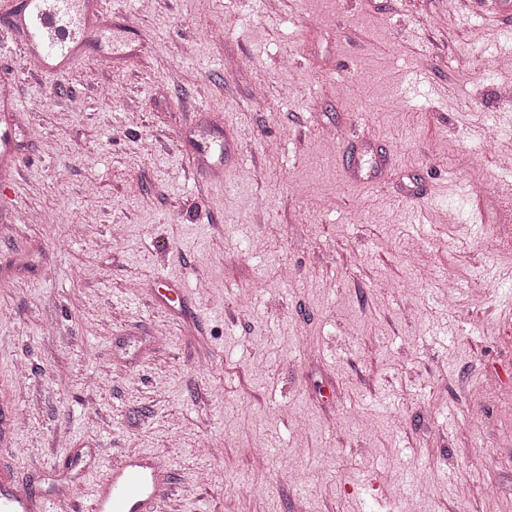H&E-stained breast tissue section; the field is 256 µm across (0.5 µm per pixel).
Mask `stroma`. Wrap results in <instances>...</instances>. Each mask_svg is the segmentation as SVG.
Masks as SVG:
<instances>
[{
	"mask_svg": "<svg viewBox=\"0 0 512 512\" xmlns=\"http://www.w3.org/2000/svg\"><path fill=\"white\" fill-rule=\"evenodd\" d=\"M470 2L105 0L111 59L6 47L0 478L139 453L160 512H512V18ZM0 161L3 180L15 175L17 156V112L28 108L19 99L11 82L0 79Z\"/></svg>",
	"mask_w": 512,
	"mask_h": 512,
	"instance_id": "obj_1",
	"label": "stroma"
}]
</instances>
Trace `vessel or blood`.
Wrapping results in <instances>:
<instances>
[{
  "instance_id": "1",
  "label": "vessel or blood",
  "mask_w": 512,
  "mask_h": 512,
  "mask_svg": "<svg viewBox=\"0 0 512 512\" xmlns=\"http://www.w3.org/2000/svg\"><path fill=\"white\" fill-rule=\"evenodd\" d=\"M102 0H0V17L10 33L25 45L26 58L45 76L70 68L83 46L111 44ZM26 106L11 82L0 79V176L12 179L17 156V115ZM163 489L156 484L153 465L126 458L107 479L82 500L53 496L71 512H156ZM33 500L22 477L0 484V512H31Z\"/></svg>"
}]
</instances>
